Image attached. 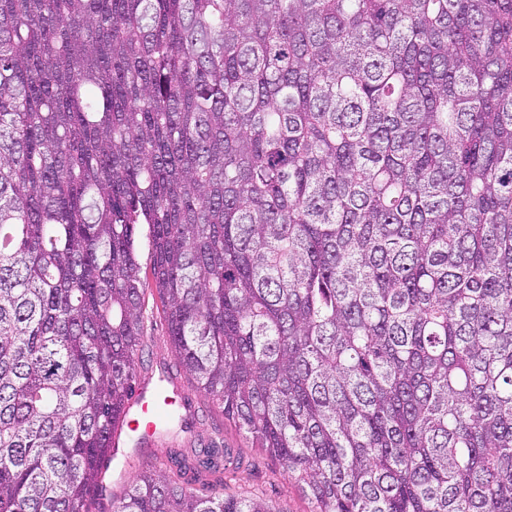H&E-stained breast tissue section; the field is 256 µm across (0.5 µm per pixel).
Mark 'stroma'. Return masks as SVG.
Here are the masks:
<instances>
[{
  "mask_svg": "<svg viewBox=\"0 0 512 512\" xmlns=\"http://www.w3.org/2000/svg\"><path fill=\"white\" fill-rule=\"evenodd\" d=\"M144 303V350L136 366L137 379L141 382L154 379L161 369H170L192 406L193 417L188 429L171 430L161 442L114 459L103 476L106 488L96 496L95 512H112L113 501L125 494L133 478L159 466L167 452L176 450L189 453L205 448L214 441L223 443L224 447L230 448L243 460L240 468L225 472L226 492L262 499L271 512H311L312 504L293 476L281 464L272 461L262 449L256 448L252 439L240 433L232 422L225 420L219 405L201 392L192 376L178 365L156 289L146 291Z\"/></svg>",
  "mask_w": 512,
  "mask_h": 512,
  "instance_id": "1",
  "label": "stroma"
}]
</instances>
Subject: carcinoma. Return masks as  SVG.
<instances>
[{
    "label": "carcinoma",
    "instance_id": "obj_1",
    "mask_svg": "<svg viewBox=\"0 0 512 512\" xmlns=\"http://www.w3.org/2000/svg\"><path fill=\"white\" fill-rule=\"evenodd\" d=\"M152 285L312 512H512V0H0V512H92Z\"/></svg>",
    "mask_w": 512,
    "mask_h": 512
}]
</instances>
